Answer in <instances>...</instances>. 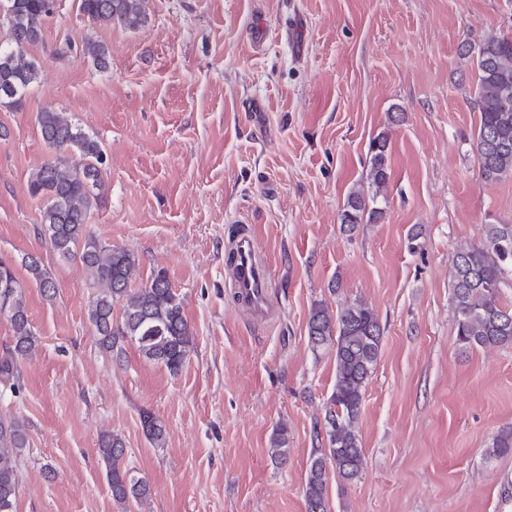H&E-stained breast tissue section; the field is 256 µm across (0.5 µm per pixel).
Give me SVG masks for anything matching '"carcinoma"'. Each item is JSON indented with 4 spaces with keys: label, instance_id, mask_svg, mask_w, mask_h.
Masks as SVG:
<instances>
[{
    "label": "carcinoma",
    "instance_id": "1",
    "mask_svg": "<svg viewBox=\"0 0 512 512\" xmlns=\"http://www.w3.org/2000/svg\"><path fill=\"white\" fill-rule=\"evenodd\" d=\"M146 0H79V13L103 27L119 25L136 30L148 22ZM11 11L14 31L22 33L19 45L13 31L0 39V106L15 108L37 81L39 66L28 48L42 40L45 20L53 12V0H0V9ZM82 50L93 64L109 67V47L88 40ZM465 57L476 56L477 83L474 104L480 122L473 145L481 177L487 182L512 177V37L490 35L473 48L460 49ZM40 137L50 152L28 179V192L43 202L41 232L52 250L63 258H74L84 267L89 283L100 289L88 318L97 342L108 353L121 355L122 343L137 345L146 357L162 363L176 375L184 366L193 334L185 319L181 300L167 277L156 274L151 281L131 288L138 266L132 253L94 238L87 231L92 211L105 196V153L99 140L87 133L62 110L37 114ZM388 136L381 133L370 146V185L373 194L359 188L350 192L341 214V224L351 233L363 222L375 223L383 215L378 197L388 181ZM512 261V225L490 224L483 240L455 253L452 295L457 337L465 348L512 345V309L499 302L503 263ZM32 280L47 298L55 294L51 273L38 257L22 258ZM121 307L114 317L115 306ZM0 315L12 330L8 356L0 359V384L16 389L20 381L19 360L36 341L26 295L14 266L0 260ZM312 349L330 348L336 374L329 410L325 418L328 452L310 466L304 496L307 512H328L329 474L345 487L358 477L363 466V448L354 423L359 418L364 391L378 361L383 328L373 309L361 300L343 304L332 312L322 303L312 306L307 321ZM143 429L149 440L161 443L165 428L156 417L145 414ZM28 445L24 425L0 422V512H16L18 463ZM274 456L288 455L285 427L276 429ZM492 453H512V427L492 439ZM98 452L104 464L113 500L126 507L151 495L147 481L131 474L123 465L125 445L116 434L101 437Z\"/></svg>",
    "mask_w": 512,
    "mask_h": 512
}]
</instances>
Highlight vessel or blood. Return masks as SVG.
<instances>
[{
  "label": "vessel or blood",
  "mask_w": 512,
  "mask_h": 512,
  "mask_svg": "<svg viewBox=\"0 0 512 512\" xmlns=\"http://www.w3.org/2000/svg\"><path fill=\"white\" fill-rule=\"evenodd\" d=\"M230 253L229 282L243 314L254 324H272L277 317L272 272L261 257L259 238L251 227L239 226Z\"/></svg>",
  "instance_id": "1"
}]
</instances>
